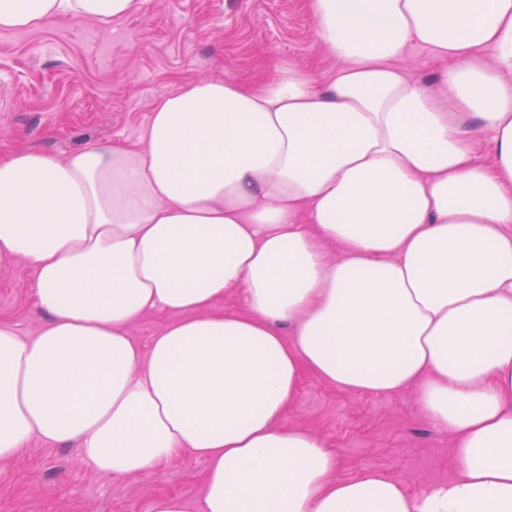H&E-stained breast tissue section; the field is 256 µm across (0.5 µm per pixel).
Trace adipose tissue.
I'll use <instances>...</instances> for the list:
<instances>
[{
  "instance_id": "1",
  "label": "adipose tissue",
  "mask_w": 512,
  "mask_h": 512,
  "mask_svg": "<svg viewBox=\"0 0 512 512\" xmlns=\"http://www.w3.org/2000/svg\"><path fill=\"white\" fill-rule=\"evenodd\" d=\"M141 6L0 0V27ZM312 7L324 84L296 64L200 79L137 145L0 158V257L29 262L48 316L0 326V459L36 435L106 474L206 461L198 505L151 512H512V0ZM414 46L431 85L398 65ZM157 309L177 318L141 349L128 328ZM306 371L417 390L457 477H337L319 435L279 424Z\"/></svg>"
}]
</instances>
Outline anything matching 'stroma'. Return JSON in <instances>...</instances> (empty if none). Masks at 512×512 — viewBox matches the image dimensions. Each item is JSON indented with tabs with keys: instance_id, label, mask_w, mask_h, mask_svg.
Masks as SVG:
<instances>
[{
	"instance_id": "35a3bbf8",
	"label": "stroma",
	"mask_w": 512,
	"mask_h": 512,
	"mask_svg": "<svg viewBox=\"0 0 512 512\" xmlns=\"http://www.w3.org/2000/svg\"><path fill=\"white\" fill-rule=\"evenodd\" d=\"M317 29L310 0H144L107 23L0 28V156L136 143L155 103L199 78L247 84L300 64L323 81L336 61ZM32 280L24 258L0 260V325L23 336L47 321ZM282 424L322 437L344 478L376 471L418 495L456 475L451 436L434 428L413 390L351 393L306 372ZM78 456L76 444L32 436L18 456L0 460V512H150L164 494L197 498L206 469L183 452L155 470L104 474Z\"/></svg>"
}]
</instances>
